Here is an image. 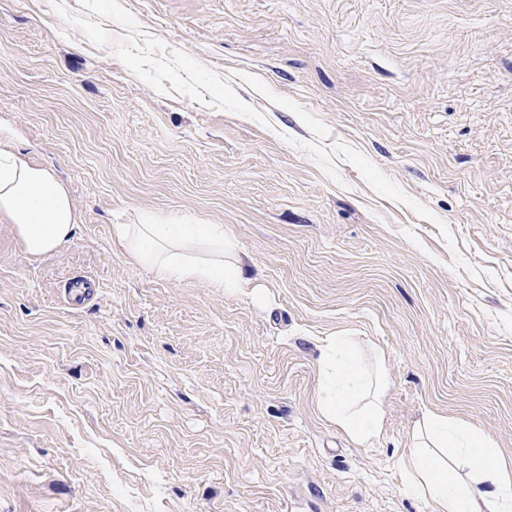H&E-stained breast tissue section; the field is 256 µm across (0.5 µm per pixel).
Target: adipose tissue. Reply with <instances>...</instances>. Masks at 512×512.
<instances>
[{
	"label": "adipose tissue",
	"instance_id": "obj_1",
	"mask_svg": "<svg viewBox=\"0 0 512 512\" xmlns=\"http://www.w3.org/2000/svg\"><path fill=\"white\" fill-rule=\"evenodd\" d=\"M0 218L13 224L27 254L55 253L78 222L67 189L47 169L25 160L0 134ZM112 234L137 262L160 279H203L228 291L246 287L240 251L220 224H182L151 218L116 224ZM316 404L354 442L379 434L387 389L383 369L367 371L353 337H331L320 356ZM411 491L432 512H512V464L469 424L433 414L418 424L403 459Z\"/></svg>",
	"mask_w": 512,
	"mask_h": 512
}]
</instances>
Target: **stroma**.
I'll return each instance as SVG.
<instances>
[{
	"label": "stroma",
	"instance_id": "1",
	"mask_svg": "<svg viewBox=\"0 0 512 512\" xmlns=\"http://www.w3.org/2000/svg\"><path fill=\"white\" fill-rule=\"evenodd\" d=\"M0 129L78 215L37 260L0 219V512H430L432 413L512 460V0H0ZM151 214L247 287L132 260ZM341 333L384 355L362 446L316 406ZM112 234L137 262L160 279H203L225 291L245 288L243 260L237 245L220 224H180L172 218H151L145 224H116ZM204 248L201 254L198 248ZM224 253L234 256L224 263Z\"/></svg>",
	"mask_w": 512,
	"mask_h": 512
}]
</instances>
